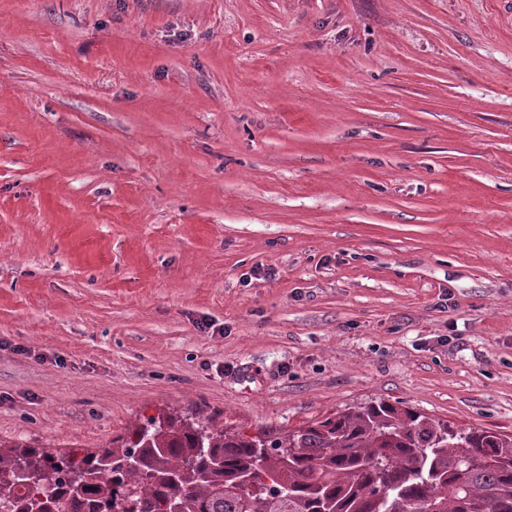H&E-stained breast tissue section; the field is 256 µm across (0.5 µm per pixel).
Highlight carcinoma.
I'll return each instance as SVG.
<instances>
[{"instance_id":"cac0c4a2","label":"carcinoma","mask_w":512,"mask_h":512,"mask_svg":"<svg viewBox=\"0 0 512 512\" xmlns=\"http://www.w3.org/2000/svg\"><path fill=\"white\" fill-rule=\"evenodd\" d=\"M276 444L173 415L95 452L0 443V512H512V436L378 401Z\"/></svg>"}]
</instances>
